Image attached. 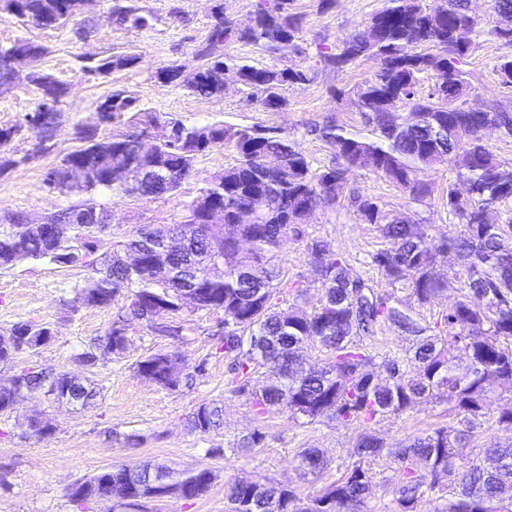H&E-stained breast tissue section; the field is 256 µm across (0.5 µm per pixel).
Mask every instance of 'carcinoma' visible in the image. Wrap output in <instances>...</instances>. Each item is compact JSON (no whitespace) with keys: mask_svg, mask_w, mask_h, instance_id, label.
<instances>
[{"mask_svg":"<svg viewBox=\"0 0 512 512\" xmlns=\"http://www.w3.org/2000/svg\"><path fill=\"white\" fill-rule=\"evenodd\" d=\"M0 11L26 27L55 29L73 20L81 5L79 0H0ZM112 13L124 27L143 29L152 20L135 3L118 4ZM478 24L470 0H381L365 29L344 38L338 52L319 51V62L326 68L342 70L361 58L378 63L375 77L353 90L365 118L363 129H349L332 116L309 126V133L332 150V161L320 169L280 129L233 127L219 121L187 125L172 116L162 119L115 91L97 105L104 113L100 125L77 128L81 146L59 162L61 167L81 169L84 180L60 179L54 193L80 199L48 215L43 224H28L23 214L15 213L9 227L0 229L1 268L32 259L91 267L93 273L74 287L76 301L87 307H109L117 296L128 294V303L118 308L107 333L80 354L82 363H96L103 341L112 344L113 356L122 355L129 332L144 324L158 335L182 336L187 326L180 301L191 296L195 309L223 315L221 351L228 389L250 401L259 415L276 411L311 424L339 420L365 428L434 400L447 403L459 418L396 447L360 432L342 475L305 498L285 481L230 479L224 482L230 512H375L370 498L372 465L378 460L389 462L398 473L392 487L398 512H415L419 499L436 492L446 500L437 512H512V445L490 444L485 465L468 452L473 430L485 419L512 428V408L493 416L485 403L493 387L512 385V162L499 157L483 136L485 126L497 125L512 138V105L503 104L494 112L462 111L460 98L470 88L462 65L476 43L470 37L461 44L456 33L472 35ZM300 29L301 18L288 11V0H262L246 29L238 28L218 5L214 23L196 49L202 61L196 71L182 75L168 65L159 68L156 77L220 100L224 68L232 67L262 109L279 110L286 105L288 86L312 79V68L293 63L307 55ZM238 42L254 46L272 64L257 67L225 53ZM48 53V46L26 38L0 44V86L19 82L12 58L30 56L33 75L25 82L40 95L33 110L39 109L49 89L57 90L54 104L41 113L42 126L54 134L67 87L40 67ZM138 64L134 53H115L85 67V72L108 75L131 71ZM496 70L501 85L512 88V56L501 57ZM399 107L404 111H397ZM101 125H123L138 138L151 136L153 157H141L132 134L120 140L100 135ZM228 143L234 162L198 190L186 220L177 224L195 237L186 252L171 254L167 237L143 226L112 241L108 253L104 247L110 225L74 223L76 209L102 208L98 195L103 192L132 196L131 187L101 165L102 154L116 157L127 179L147 167L159 170L166 186L144 194L157 199L179 191L198 155ZM464 148L470 161L459 166L456 182L448 183V235L439 239L379 198L347 188L350 171L367 170L399 189L409 202L422 204L433 192L428 173L447 166ZM266 156L279 159V164L262 166L260 159ZM458 182L468 187V196H458ZM257 196L265 199L264 209L252 223H237L239 212ZM342 201L363 223L374 225L388 244L371 256V266L386 289L352 272L327 242L314 240L307 253L323 281V299L318 307L305 309L290 286L292 304L286 310L277 308L274 299L281 296L283 283L277 261L280 244L290 235L304 239L312 214ZM216 206L224 209L223 223L200 222ZM445 253L459 261L460 296L430 324L422 310L451 287L435 272ZM155 306L166 307L172 320L154 322ZM382 323L413 337V346L384 355L386 376L380 382L365 367L374 358L369 340ZM49 331L22 322L9 334L27 337V350L33 351ZM304 339L327 353L324 365H308L297 357L298 343ZM135 368L169 390L193 380L170 353L152 354ZM17 378L33 389L54 384L66 397L73 386L68 372H43L31 365L21 367ZM223 425L222 402L204 404L188 418V428L202 434ZM298 460L303 474L316 478L329 465L317 448L301 450ZM115 478L133 509L158 484L179 485L187 497L195 498L207 491L215 476L208 468L180 474L167 467L122 463L74 485L72 496L91 498Z\"/></svg>","mask_w":512,"mask_h":512,"instance_id":"obj_1","label":"carcinoma"}]
</instances>
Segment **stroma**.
<instances>
[{"label": "stroma", "instance_id": "stroma-1", "mask_svg": "<svg viewBox=\"0 0 512 512\" xmlns=\"http://www.w3.org/2000/svg\"><path fill=\"white\" fill-rule=\"evenodd\" d=\"M112 3L91 0L85 7L82 16L94 26L92 37L85 41L76 37L71 24L36 30L22 26L14 17H0V44L18 38L45 43L50 52L42 61L43 68L69 87L61 106L60 132L47 149L36 150L34 134L27 133L0 152L5 159L25 153L31 156L27 164L0 173V220L20 212L38 221L65 206V199L44 190L43 174L78 148L77 128L95 124L98 102L117 89L151 111L189 124L219 120L234 127L259 123L281 129L317 167L327 165L331 153L324 143L308 135L309 125L331 115L347 127L363 126L352 89L372 78L375 60H358L343 71L318 68L312 81L288 88L287 104L277 111L263 110L233 77L227 80L223 99H208L157 79L156 72L171 63L188 72L199 66L196 48L212 23L210 0H139L153 15L144 29L108 23L106 15ZM379 5V0H290L289 10L301 16L300 35L313 55L318 45L338 46L346 36L362 30ZM475 42L477 48L464 70L476 90V106L491 108L512 98V90L501 85L495 69L500 57L512 54V47L486 31L476 36ZM114 49L139 54L137 68L116 71L106 78L83 72L87 56ZM232 160V151L226 149L200 155L191 176L174 196L137 199L104 194L102 202L112 212V232L120 236L146 224L161 228L181 222L198 189ZM452 177L449 170L433 175L432 197L422 206L408 203L387 182L365 170L349 173L348 182L361 194L378 197L408 213L429 234L441 237L448 232L443 191ZM307 231L342 253L354 271L367 276L372 273L366 264L369 254L385 246L374 226L359 221L344 205L317 210ZM306 248V242L285 238L278 260L288 283L302 289L301 305L311 309L318 306L323 289L308 262ZM88 274L85 267L43 260L0 269V332L26 321L46 324L52 330L51 340L37 351L0 363V385L9 384L19 364L30 362L46 370L87 374L102 390L101 400L90 408L35 393L21 398L11 414L0 416V512H112L107 501H75L71 489L80 479L128 461L163 464L185 474L205 466L215 475L208 491L198 498L172 495L148 499L142 512H225L224 482L234 477L270 478L297 486L303 494L315 493L317 484L303 479L298 469L297 454L303 448L320 449L329 460L323 482L339 477L356 446L357 427L336 421L303 424L284 413L257 416L246 398L226 388V366L212 337L219 315L191 312L192 328L178 341L139 327L122 356H109L95 367L83 368L79 354L105 335L115 314L111 308L73 304L74 287ZM162 352L177 354L184 366L194 370L192 386L171 391L136 372L137 361ZM219 399L224 402L223 429L210 434L191 431L187 426L191 413L201 404ZM33 417L53 425L55 432L49 439L26 436L27 421ZM454 420L447 405L420 404L409 414L380 419L371 429L386 443L398 445L411 435ZM256 429L264 435L260 447L232 451L237 437Z\"/></svg>", "mask_w": 512, "mask_h": 512}]
</instances>
